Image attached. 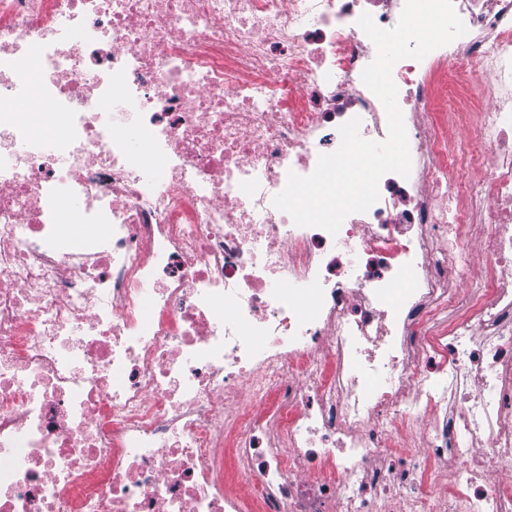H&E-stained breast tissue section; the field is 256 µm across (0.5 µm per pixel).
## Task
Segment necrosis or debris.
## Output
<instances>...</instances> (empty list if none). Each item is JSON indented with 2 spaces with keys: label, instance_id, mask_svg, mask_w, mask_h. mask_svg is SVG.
I'll return each instance as SVG.
<instances>
[{
  "label": "necrosis or debris",
  "instance_id": "1",
  "mask_svg": "<svg viewBox=\"0 0 512 512\" xmlns=\"http://www.w3.org/2000/svg\"><path fill=\"white\" fill-rule=\"evenodd\" d=\"M453 4L333 236L272 199L386 139L404 0H0V512H512V0Z\"/></svg>",
  "mask_w": 512,
  "mask_h": 512
}]
</instances>
